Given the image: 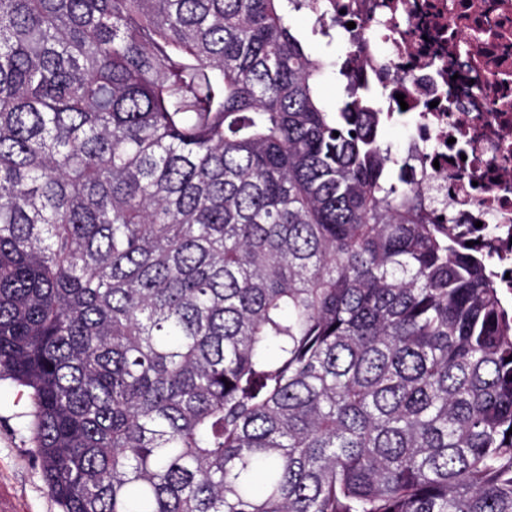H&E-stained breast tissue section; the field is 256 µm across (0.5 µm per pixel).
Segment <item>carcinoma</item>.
I'll use <instances>...</instances> for the list:
<instances>
[{
    "label": "carcinoma",
    "instance_id": "1",
    "mask_svg": "<svg viewBox=\"0 0 512 512\" xmlns=\"http://www.w3.org/2000/svg\"><path fill=\"white\" fill-rule=\"evenodd\" d=\"M321 7L0 0V378L61 512H512L492 256L348 51L323 105Z\"/></svg>",
    "mask_w": 512,
    "mask_h": 512
}]
</instances>
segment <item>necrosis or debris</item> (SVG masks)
I'll use <instances>...</instances> for the list:
<instances>
[{"mask_svg": "<svg viewBox=\"0 0 512 512\" xmlns=\"http://www.w3.org/2000/svg\"><path fill=\"white\" fill-rule=\"evenodd\" d=\"M376 111L402 124L400 158L431 219L495 227L512 289V0H331Z\"/></svg>", "mask_w": 512, "mask_h": 512, "instance_id": "obj_1", "label": "necrosis or debris"}]
</instances>
